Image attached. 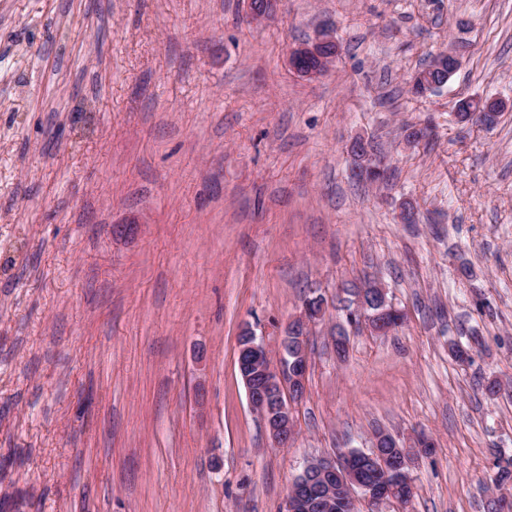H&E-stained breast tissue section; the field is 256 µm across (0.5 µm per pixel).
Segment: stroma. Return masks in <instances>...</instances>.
Masks as SVG:
<instances>
[{"label":"stroma","mask_w":512,"mask_h":512,"mask_svg":"<svg viewBox=\"0 0 512 512\" xmlns=\"http://www.w3.org/2000/svg\"><path fill=\"white\" fill-rule=\"evenodd\" d=\"M248 3L0 0V512H281L310 458L379 429L433 441L384 512H485L512 457V0ZM324 25L341 54L309 81L288 50ZM443 50L459 69L412 94ZM469 98L506 107L465 122ZM367 276L405 314L389 335L346 323ZM316 288L276 447L238 336L279 363ZM365 141L362 139L356 140L352 147L351 152L356 159L357 164L355 167V174L364 179H379L384 176V167L381 162H374L371 155L363 152L360 145L364 146Z\"/></svg>","instance_id":"obj_1"}]
</instances>
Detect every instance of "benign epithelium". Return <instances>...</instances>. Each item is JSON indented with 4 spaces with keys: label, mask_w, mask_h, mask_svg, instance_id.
Wrapping results in <instances>:
<instances>
[{
    "label": "benign epithelium",
    "mask_w": 512,
    "mask_h": 512,
    "mask_svg": "<svg viewBox=\"0 0 512 512\" xmlns=\"http://www.w3.org/2000/svg\"><path fill=\"white\" fill-rule=\"evenodd\" d=\"M340 53L339 45L324 30L288 52V66L307 80L326 75ZM359 139L351 147L356 159L355 174L364 179L384 176V167L361 149ZM353 323L363 324L377 335H386L399 322V311L388 297L387 288L370 279L360 291L357 307L348 315ZM316 317L309 307L289 319L281 338L280 365L270 362L263 341L250 326L238 338V367L253 410L260 414L273 445L288 444L295 434L294 406L305 394L309 369L307 338ZM413 453L393 435L380 431L369 452L346 453L339 461L326 458L310 460L292 483L284 500L283 512H307L310 490L303 480L316 484L317 495L328 512L341 504L355 509V495L361 494L370 512H382L388 502L401 505L412 497L410 469Z\"/></svg>",
    "instance_id": "benign-epithelium-1"
}]
</instances>
